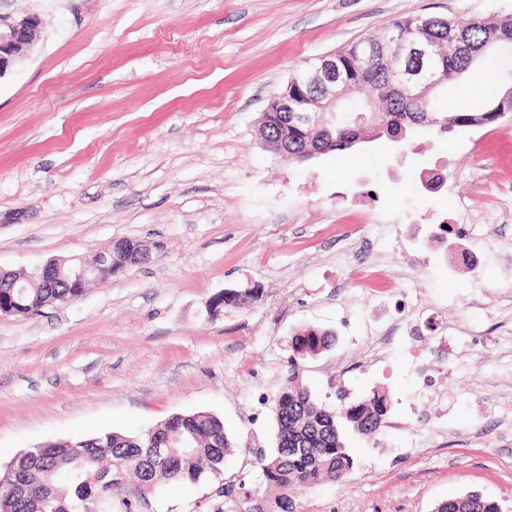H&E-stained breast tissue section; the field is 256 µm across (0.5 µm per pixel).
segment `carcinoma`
Masks as SVG:
<instances>
[{"label":"carcinoma","instance_id":"cac0c4a2","mask_svg":"<svg viewBox=\"0 0 512 512\" xmlns=\"http://www.w3.org/2000/svg\"><path fill=\"white\" fill-rule=\"evenodd\" d=\"M423 31L434 41L446 43L453 38L464 45L461 51L447 54L442 65L449 83H454L494 53L489 43H512V16L495 21L456 23L437 17H414L389 22L382 34L369 35L334 53L347 83V90L359 96L358 104L372 108L368 124L356 121V108L350 107L336 117H326L323 125L297 126L291 114L273 110L262 113L260 135L265 142L284 145L288 157L295 158L306 149L319 154L352 148L367 128L383 123L389 130L406 132L424 128L447 133L454 127L483 126L505 118L496 111L497 98H491L471 112H452L448 101L431 96L425 111L404 92L396 90V81L388 63L363 54L373 45L388 53L401 68L418 70L422 62L404 53L402 41L415 31ZM148 248L136 241L123 240L112 248V263L101 268L98 276L121 272L129 266L153 262ZM61 269L54 286L49 287L30 273L0 274V305L16 317H29L44 308L64 305L82 295L71 287L67 277L72 263L57 262ZM260 290L244 288L216 295L209 313L220 315L226 306L244 307L258 298ZM331 345L330 335L303 330L296 334L292 348L305 347V355L318 354ZM328 407L313 396L299 376L297 357L291 358V373L275 399V440L271 452L255 453L265 487L280 491L270 512H292L288 492L319 482L342 484L353 470L354 460L343 440L346 425L360 435L373 438L386 424L388 400L375 391L354 404ZM170 449L166 459H154L153 449ZM234 442L224 429V420L209 412L175 414L140 435L105 432L80 441H59L38 446L16 456L0 472V502L8 512H112L113 489L100 483L107 469L117 476L130 471L149 490L176 483L196 482L205 474H220L224 459ZM435 512H502L496 501L479 494L465 493L437 505Z\"/></svg>","mask_w":512,"mask_h":512}]
</instances>
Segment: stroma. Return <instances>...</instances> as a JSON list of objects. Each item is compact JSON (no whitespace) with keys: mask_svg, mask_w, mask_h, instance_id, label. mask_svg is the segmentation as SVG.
I'll return each mask as SVG.
<instances>
[{"mask_svg":"<svg viewBox=\"0 0 512 512\" xmlns=\"http://www.w3.org/2000/svg\"><path fill=\"white\" fill-rule=\"evenodd\" d=\"M39 14V40L0 77V268L93 258L121 239L159 258L82 297L27 317L0 316V467L58 440L141 433L177 413L224 420L238 447L223 474L161 490L123 476L113 512H240L262 491L253 449L274 446V399L291 340L329 332L302 361L323 403L373 390L394 425L347 432L345 484L291 492L293 512H433L473 491L512 512V118L483 155L460 150L477 127L418 132L410 148L363 142L305 162L269 153L258 120L305 61L411 17L488 19L512 0H0ZM448 162V194L426 191L419 158ZM374 191L400 237L336 221V194ZM489 225L475 252L484 286L449 273L424 241L425 216ZM258 286L246 308L209 301ZM400 309L439 312L448 358L404 321L386 358L373 291ZM448 368V391L432 381Z\"/></svg>","mask_w":512,"mask_h":512,"instance_id":"35a3bbf8","label":"stroma"}]
</instances>
